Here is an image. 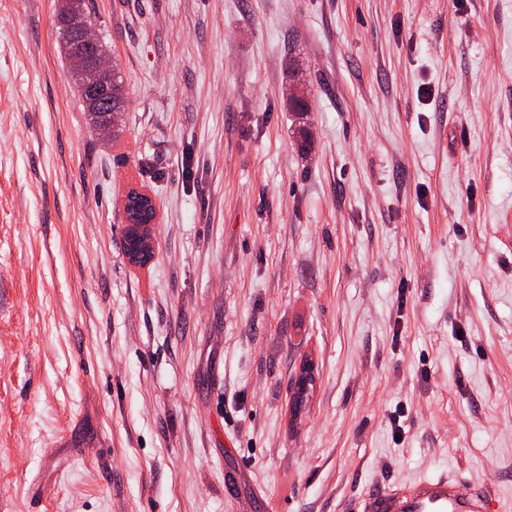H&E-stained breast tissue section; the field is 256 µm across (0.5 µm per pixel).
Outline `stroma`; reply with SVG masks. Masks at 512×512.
Segmentation results:
<instances>
[{
  "instance_id": "obj_1",
  "label": "stroma",
  "mask_w": 512,
  "mask_h": 512,
  "mask_svg": "<svg viewBox=\"0 0 512 512\" xmlns=\"http://www.w3.org/2000/svg\"><path fill=\"white\" fill-rule=\"evenodd\" d=\"M92 2L115 135L0 0V512H512V0ZM127 193V196L133 198V205L129 213H125L126 255L131 264L146 265L155 255V239L151 234L156 214L155 202L151 196L135 187L129 189ZM150 209L153 211V215L148 222H145L148 219L146 214ZM493 498L473 484L470 493L459 490L454 476H439L414 482L404 489L388 486L344 507L345 512H495Z\"/></svg>"
}]
</instances>
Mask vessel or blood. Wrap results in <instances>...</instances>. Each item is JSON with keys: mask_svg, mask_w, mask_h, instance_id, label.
Returning <instances> with one entry per match:
<instances>
[{"mask_svg": "<svg viewBox=\"0 0 512 512\" xmlns=\"http://www.w3.org/2000/svg\"><path fill=\"white\" fill-rule=\"evenodd\" d=\"M492 501L481 486H472L465 494L455 477L439 476L402 489L383 488L347 503L344 512H494Z\"/></svg>", "mask_w": 512, "mask_h": 512, "instance_id": "b4317fda", "label": "vessel or blood"}]
</instances>
